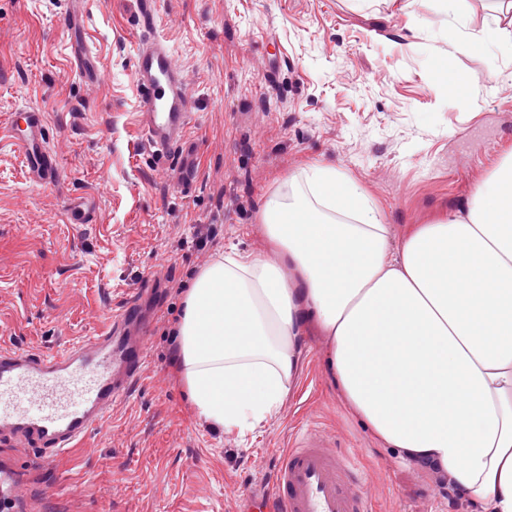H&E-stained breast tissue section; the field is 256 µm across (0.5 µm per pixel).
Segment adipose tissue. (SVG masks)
I'll use <instances>...</instances> for the list:
<instances>
[{"label": "adipose tissue", "mask_w": 512, "mask_h": 512, "mask_svg": "<svg viewBox=\"0 0 512 512\" xmlns=\"http://www.w3.org/2000/svg\"><path fill=\"white\" fill-rule=\"evenodd\" d=\"M288 182L260 211L276 261L231 251L185 294L173 341L198 414L241 435L276 414L314 327L379 447L512 512V155L467 210L396 242L333 165Z\"/></svg>", "instance_id": "adipose-tissue-1"}]
</instances>
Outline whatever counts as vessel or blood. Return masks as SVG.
Wrapping results in <instances>:
<instances>
[{
	"label": "vessel or blood",
	"instance_id": "b4317fda",
	"mask_svg": "<svg viewBox=\"0 0 512 512\" xmlns=\"http://www.w3.org/2000/svg\"><path fill=\"white\" fill-rule=\"evenodd\" d=\"M136 13L143 31L131 58L138 123L159 154L178 157L187 189L198 175L190 162L196 152L194 102L167 38L156 32V0H136ZM65 23L80 74L94 79L98 68L84 46L78 8L67 11ZM4 138L20 152L33 184L55 183L58 165L48 148L44 112L13 113L0 126ZM66 213L70 223H92L93 202L71 197ZM131 318V308H123L105 329L50 356L1 345L0 439L56 458L100 429L113 402L138 381L146 359L142 337L125 333ZM357 477L355 452H337L324 438L309 434L299 446L279 452L267 491L252 496L248 512H370L371 496L350 490ZM18 480L15 464L0 463V512H14Z\"/></svg>",
	"mask_w": 512,
	"mask_h": 512
}]
</instances>
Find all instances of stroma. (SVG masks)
Returning <instances> with one entry per match:
<instances>
[{
	"label": "stroma",
	"instance_id": "1",
	"mask_svg": "<svg viewBox=\"0 0 512 512\" xmlns=\"http://www.w3.org/2000/svg\"><path fill=\"white\" fill-rule=\"evenodd\" d=\"M66 0H0V120L45 112L58 180L35 187L0 140V343L49 355L96 334L131 298L147 361L101 430L51 459L0 443L22 473L27 512H245L275 457L306 433L356 449L373 512H480L437 475L376 448L327 381L324 337H305L276 415L246 436L197 416L172 364L170 328L194 273L197 241L266 257L257 218L288 175L329 163L371 198L392 239L464 208L477 180L512 154V96L486 78L512 74L489 40L512 10L500 0H158L161 32L192 96L200 145L191 192L159 163L136 120L130 57L134 0H84L98 74L82 80ZM454 25L466 50L444 38ZM459 89L448 93V80ZM96 204L89 224L69 197ZM68 221L72 224H89L93 221V201L87 196L78 195L70 198L66 210Z\"/></svg>",
	"mask_w": 512,
	"mask_h": 512
}]
</instances>
